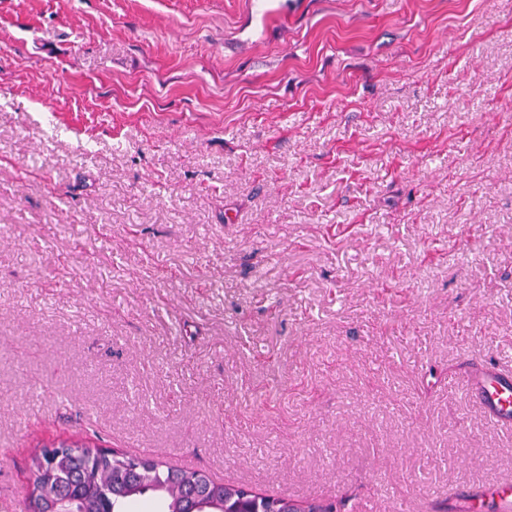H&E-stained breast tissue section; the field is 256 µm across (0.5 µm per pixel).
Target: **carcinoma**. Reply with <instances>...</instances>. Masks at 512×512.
Listing matches in <instances>:
<instances>
[{
	"label": "carcinoma",
	"instance_id": "obj_1",
	"mask_svg": "<svg viewBox=\"0 0 512 512\" xmlns=\"http://www.w3.org/2000/svg\"><path fill=\"white\" fill-rule=\"evenodd\" d=\"M28 481L29 504L38 512H134L146 498L157 501L161 512H341L345 506L218 484L204 471L129 456L91 439L62 451L42 446L30 457Z\"/></svg>",
	"mask_w": 512,
	"mask_h": 512
}]
</instances>
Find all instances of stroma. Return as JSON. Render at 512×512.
Segmentation results:
<instances>
[{"instance_id":"obj_1","label":"stroma","mask_w":512,"mask_h":512,"mask_svg":"<svg viewBox=\"0 0 512 512\" xmlns=\"http://www.w3.org/2000/svg\"><path fill=\"white\" fill-rule=\"evenodd\" d=\"M512 0H0V512L98 435L348 512L512 483ZM475 398L505 428L512 427V375L502 369H485L469 380Z\"/></svg>"}]
</instances>
